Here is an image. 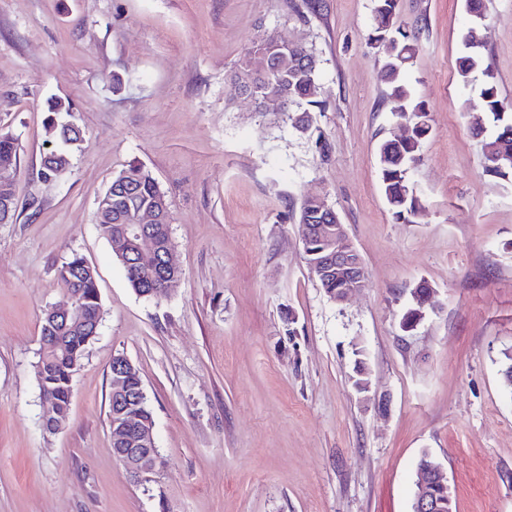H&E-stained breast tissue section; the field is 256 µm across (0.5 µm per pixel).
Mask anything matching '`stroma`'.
I'll use <instances>...</instances> for the list:
<instances>
[{
	"label": "stroma",
	"instance_id": "1",
	"mask_svg": "<svg viewBox=\"0 0 512 512\" xmlns=\"http://www.w3.org/2000/svg\"><path fill=\"white\" fill-rule=\"evenodd\" d=\"M375 0H0V130L21 146L14 221L0 224V512H411L431 453L455 512H512V181L484 174L456 60L465 0H399L418 31L406 81L432 132L395 221L379 144L385 103ZM480 34L512 105V0H484ZM287 30L318 61L317 97L262 112L229 73ZM123 79L113 89V75ZM69 101L82 150L38 178L47 102ZM131 164L170 209L178 288L146 298L98 230V199ZM322 193L361 254L367 286L332 301L310 273L298 212ZM97 271L103 318L62 429L47 432L36 362L56 271ZM437 307L400 327L410 291ZM139 370L162 465L132 479L114 458L110 366ZM363 360L368 392L353 385Z\"/></svg>",
	"mask_w": 512,
	"mask_h": 512
}]
</instances>
